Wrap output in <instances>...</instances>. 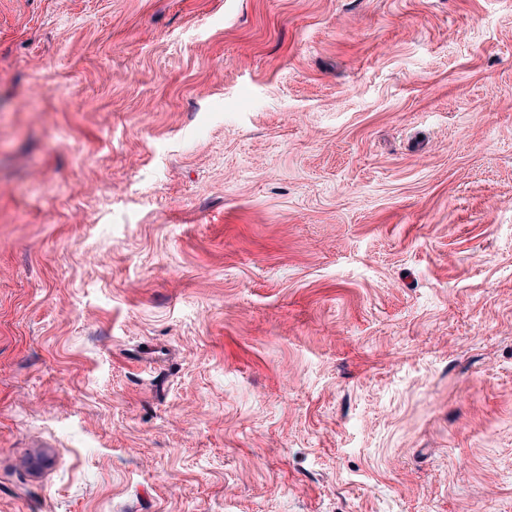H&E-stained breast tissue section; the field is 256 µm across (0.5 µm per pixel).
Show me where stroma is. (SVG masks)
<instances>
[{"label": "stroma", "mask_w": 512, "mask_h": 512, "mask_svg": "<svg viewBox=\"0 0 512 512\" xmlns=\"http://www.w3.org/2000/svg\"><path fill=\"white\" fill-rule=\"evenodd\" d=\"M0 512H512V0H0Z\"/></svg>", "instance_id": "35a3bbf8"}]
</instances>
